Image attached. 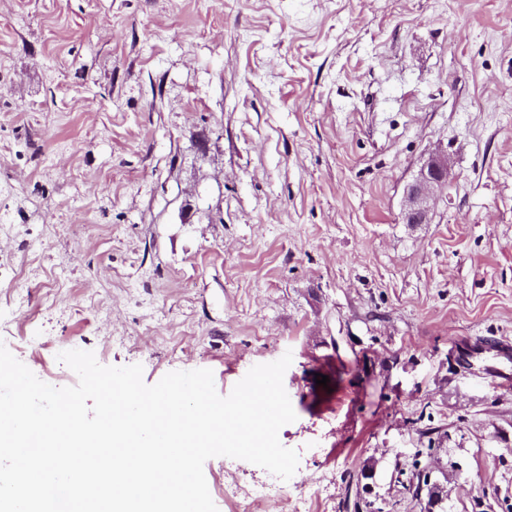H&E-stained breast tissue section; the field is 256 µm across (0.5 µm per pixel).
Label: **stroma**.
<instances>
[{
  "label": "stroma",
  "mask_w": 512,
  "mask_h": 512,
  "mask_svg": "<svg viewBox=\"0 0 512 512\" xmlns=\"http://www.w3.org/2000/svg\"><path fill=\"white\" fill-rule=\"evenodd\" d=\"M447 186L405 215L432 156ZM211 370L291 354L292 494L512 512V0H0V343ZM329 378L317 386L316 374ZM218 512L225 478L204 464Z\"/></svg>",
  "instance_id": "1"
}]
</instances>
